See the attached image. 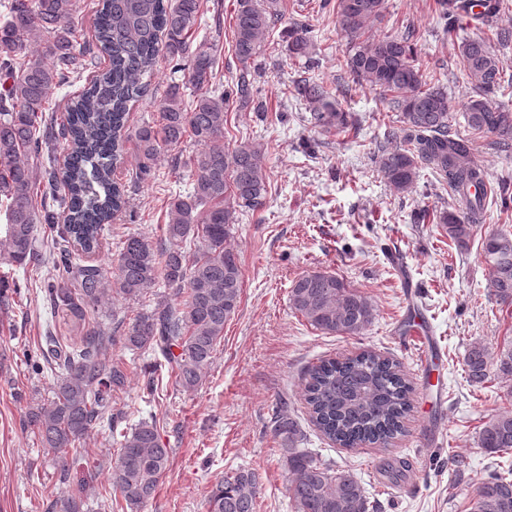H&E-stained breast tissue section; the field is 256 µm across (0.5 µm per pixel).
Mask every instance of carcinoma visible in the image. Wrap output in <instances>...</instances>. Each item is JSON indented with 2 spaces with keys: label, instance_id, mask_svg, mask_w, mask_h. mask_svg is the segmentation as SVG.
<instances>
[{
  "label": "carcinoma",
  "instance_id": "1",
  "mask_svg": "<svg viewBox=\"0 0 512 512\" xmlns=\"http://www.w3.org/2000/svg\"><path fill=\"white\" fill-rule=\"evenodd\" d=\"M385 0H336V24L347 39L343 66L360 86L381 90L398 112L403 144L384 147L379 169L400 194L414 188L426 166L443 176L465 209L434 216L442 233L466 249L477 234L488 192L480 190L484 173L473 160V142L451 133L448 91L426 80L415 64L410 34L371 35L383 18ZM0 20V197L6 201V234L0 237V265L38 271L46 258L36 246L34 229L45 224L56 233L59 256L44 279L51 306L64 307L76 323L99 313L116 294L138 301L164 284L170 296L129 322L110 330L98 325L80 343L49 338L42 360L54 371L49 403L29 409L27 424L54 455L67 479L69 450L91 430L107 427L121 437L111 464L118 497H101L105 512H141L154 497L170 465V452L155 423L123 422L112 409L113 393L127 383L123 362L105 351L119 342L134 353L163 358L187 391L199 386L213 362L224 325L241 302L242 278L237 251L227 245L240 211L266 204L265 150L258 144L224 145L225 110L231 96L250 100L248 66L267 45L281 19L280 0H237L234 54L243 70L235 90L224 88L214 46L190 50L188 38L201 24V0H99L91 36L80 38L74 24L76 0H7ZM309 38L304 24L288 28V50L304 57ZM165 55L183 80L168 86L158 101L161 123L135 131L142 170L161 151L189 138L198 149L182 162L193 176V189L171 199L163 240L130 234L119 241L117 266L110 276L95 264H82L102 246L105 231L126 206L115 172L124 163L130 107L146 95L158 57ZM105 61V66L98 61ZM460 68L476 82L477 97L464 112L469 129L507 146L512 142V112L491 107L484 95L499 88L503 61L486 37L469 36L460 46ZM93 74L85 76L88 70ZM87 80L66 107V122L56 126L50 92ZM193 90L191 102L185 88ZM294 94L311 108L310 124L330 132L352 124L351 116L330 100L329 90L313 80L295 84ZM65 150L63 166L37 173L31 160L47 142ZM475 192H470V189ZM481 250L490 266L492 295L512 305V236L487 234ZM291 308L326 334L355 335L374 320L372 299L344 278L328 272L299 277L289 291ZM468 379L482 383L494 374L512 380V338L490 351L474 346L464 358ZM413 382L400 363L372 350L341 360H323L308 374L304 399L311 421L342 448L376 444L383 448L405 434L413 411ZM274 433L281 439L288 493L296 512H368L366 491L349 469H335L298 447L296 422L280 413ZM489 452L512 449V412L492 416L479 432ZM101 463L87 467L89 480L75 492H63L55 512L85 508L92 479ZM257 474L239 469L216 483L208 512H255ZM469 512H512V473L494 472L475 487Z\"/></svg>",
  "mask_w": 512,
  "mask_h": 512
}]
</instances>
